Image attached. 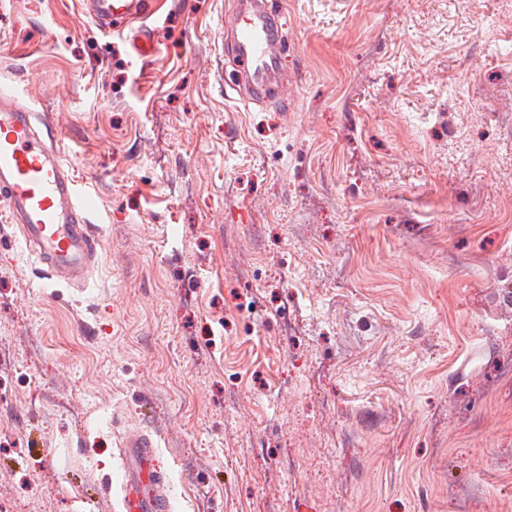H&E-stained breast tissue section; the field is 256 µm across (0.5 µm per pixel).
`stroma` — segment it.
<instances>
[{"mask_svg":"<svg viewBox=\"0 0 512 512\" xmlns=\"http://www.w3.org/2000/svg\"><path fill=\"white\" fill-rule=\"evenodd\" d=\"M234 2L168 0L144 58L82 0H0V86L100 237L85 291L51 284L0 200V512H120L132 428L171 512H332L340 476L352 512H512V335L480 331L512 317V0H274L292 79L246 109Z\"/></svg>","mask_w":512,"mask_h":512,"instance_id":"35a3bbf8","label":"stroma"}]
</instances>
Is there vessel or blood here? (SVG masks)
Listing matches in <instances>:
<instances>
[{
	"mask_svg": "<svg viewBox=\"0 0 512 512\" xmlns=\"http://www.w3.org/2000/svg\"><path fill=\"white\" fill-rule=\"evenodd\" d=\"M89 16L102 26L134 27L132 46L156 55L152 29L143 24L145 0H87ZM282 11L266 0H241L224 23L237 72L247 92L241 104L279 97L286 84L278 64ZM0 199L18 225L24 248L48 279L86 286L94 269L97 206L93 193L78 192L64 160L55 126L42 122L16 91L0 89ZM122 448V512H170L155 444L145 433L126 432Z\"/></svg>",
	"mask_w": 512,
	"mask_h": 512,
	"instance_id": "vessel-or-blood-1",
	"label": "vessel or blood"
}]
</instances>
